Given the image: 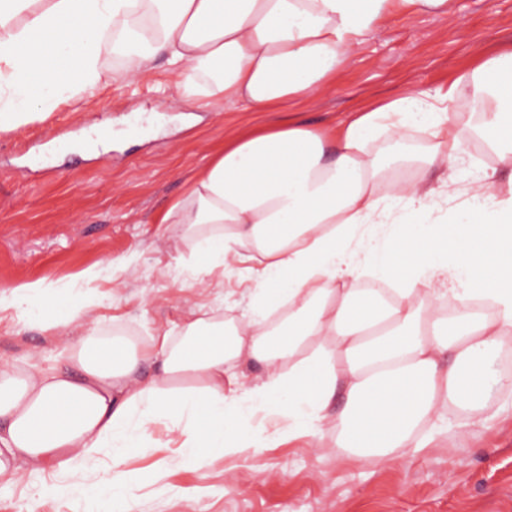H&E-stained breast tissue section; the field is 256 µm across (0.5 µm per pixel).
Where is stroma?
I'll return each mask as SVG.
<instances>
[{"label": "stroma", "instance_id": "1", "mask_svg": "<svg viewBox=\"0 0 512 512\" xmlns=\"http://www.w3.org/2000/svg\"><path fill=\"white\" fill-rule=\"evenodd\" d=\"M508 45L512 0H454L445 14H400L366 36L331 92L284 113H254L220 102L208 112L174 104L176 78L160 59L135 84L113 78L114 48L105 43V77L92 98L0 131V291L32 283L54 291L36 315L0 322V361L49 367L66 357L86 322L62 320L47 331L43 317L62 318L89 286L101 298L97 337L143 348L157 329L198 309L240 315L247 283L228 270L223 285L196 287L195 233L162 221L225 140L290 114L333 127L384 98L452 84L453 109L462 111L469 90L460 77ZM109 125L123 137L105 149L82 146L86 133ZM118 259L128 267L113 268ZM89 269L100 273L90 284L82 278ZM484 404L488 427L449 408L447 438L384 464L337 457L328 429L317 454L310 442H292L199 468L179 463L158 423L151 447L118 464L102 453L63 480L99 487L114 471L130 473L133 512H512V391L489 382ZM52 479L26 466L0 478V512H121L109 497L42 493Z\"/></svg>", "mask_w": 512, "mask_h": 512}]
</instances>
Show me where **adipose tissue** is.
<instances>
[{"label":"adipose tissue","instance_id":"adipose-tissue-1","mask_svg":"<svg viewBox=\"0 0 512 512\" xmlns=\"http://www.w3.org/2000/svg\"><path fill=\"white\" fill-rule=\"evenodd\" d=\"M452 0H0V130L93 94L112 30L135 82L163 58L181 101L272 112L333 88L364 38L399 12L447 13ZM474 120L453 91L418 90L351 112L335 127L300 117L239 134L195 172L171 209L209 225L198 238L205 288L215 270L254 282L247 312L167 328L151 347L84 337L41 368L0 363V477L18 465L69 473L110 450L149 447L165 424L181 461L204 466L286 438L386 463L434 443L449 408L476 411L486 360L512 341V187L471 182L443 212L463 143L477 134L512 175V50L465 77ZM428 133L419 176L373 149ZM391 232L378 240L377 225ZM157 370L144 375L142 365Z\"/></svg>","mask_w":512,"mask_h":512}]
</instances>
